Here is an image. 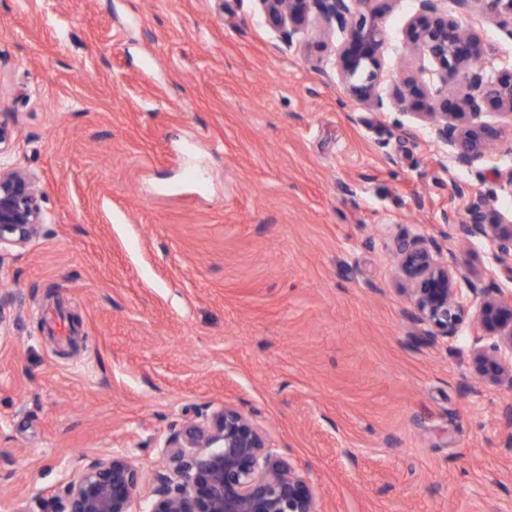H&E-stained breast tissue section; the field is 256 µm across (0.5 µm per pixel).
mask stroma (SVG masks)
<instances>
[{
	"label": "stroma",
	"instance_id": "obj_1",
	"mask_svg": "<svg viewBox=\"0 0 512 512\" xmlns=\"http://www.w3.org/2000/svg\"><path fill=\"white\" fill-rule=\"evenodd\" d=\"M416 9L383 16L389 80ZM473 29L497 72L512 33ZM0 110L46 216L0 247V512H38L81 455L133 448L152 482L173 429L226 403L326 512H512V390L474 379L469 324L421 339L394 256L494 182L351 101L316 31L284 39L257 0H0ZM476 123L512 168V119ZM447 246L512 292L492 243L452 225Z\"/></svg>",
	"mask_w": 512,
	"mask_h": 512
}]
</instances>
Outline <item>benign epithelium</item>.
Here are the masks:
<instances>
[{"label": "benign epithelium", "mask_w": 512, "mask_h": 512, "mask_svg": "<svg viewBox=\"0 0 512 512\" xmlns=\"http://www.w3.org/2000/svg\"><path fill=\"white\" fill-rule=\"evenodd\" d=\"M392 0H257L265 21L293 44L310 24L326 37L340 32L336 75L350 99L385 106L383 10ZM512 24V0H418L407 24L406 50L416 67L394 87L396 104L417 106L431 140L455 166L490 173L512 188V169H478L489 161V137L473 124L483 105L512 118V64L483 74L487 49L467 20L475 14ZM17 136L13 114L0 111V157ZM468 200L464 217L445 216L469 239L497 246V262L512 274V224L494 208V192L456 187ZM38 179L0 162V245L23 246L46 223ZM412 321L432 344L455 337L465 319L474 336L469 360L479 383L512 389V294L482 288L456 253L434 237L396 248ZM166 468L149 487L127 451L75 460L77 475L43 512H324L310 482L275 449L270 435L231 404L184 423L163 446Z\"/></svg>", "instance_id": "7a95c632"}]
</instances>
